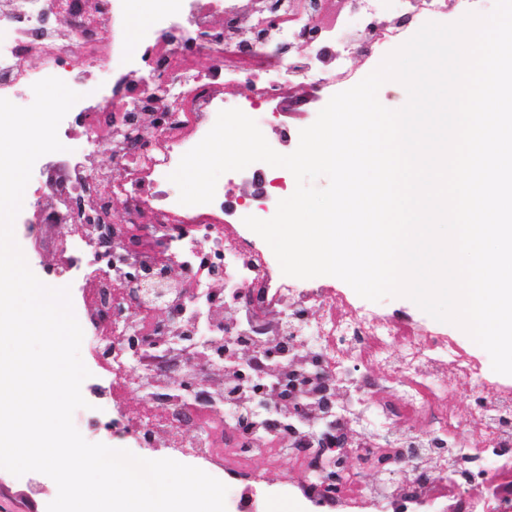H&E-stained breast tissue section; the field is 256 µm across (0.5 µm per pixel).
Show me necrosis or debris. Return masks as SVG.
<instances>
[{
	"label": "necrosis or debris",
	"instance_id": "obj_1",
	"mask_svg": "<svg viewBox=\"0 0 512 512\" xmlns=\"http://www.w3.org/2000/svg\"><path fill=\"white\" fill-rule=\"evenodd\" d=\"M122 0H0V98L23 104L32 85L54 76L81 98L58 127L59 138L83 131L84 146L40 157L25 210L28 231L64 226L52 248L57 274L71 283L74 307L88 312L86 354L120 403L127 374L140 366L147 390L139 417L113 416L112 431L129 447L156 440L201 466L217 465L228 487L227 512H249L241 491L256 476V460L279 469L291 459L301 483L288 493L303 512H512V383L488 376L481 355L464 340L432 325L389 316L385 303H363L341 288L306 286L283 275L271 253L248 240L244 217L271 218L272 196L238 202L239 184L264 179L256 168L225 173L212 202L187 206L167 190L182 156L213 127L224 109L241 107L257 124L280 105L284 82L304 85L317 98L334 94L320 63L345 52L372 59L382 44L407 39L448 9L484 12L489 0H174L157 13L137 44L121 40ZM223 45V56L214 48ZM33 56L35 68H21ZM161 74L160 97H147L142 79ZM250 83L254 102L224 97L225 83ZM149 127L147 141L123 128ZM108 167L94 165L101 146ZM122 197V218L112 213ZM150 225L180 278L170 279L162 302L126 290L133 268L157 266L151 251L129 250L124 235ZM110 266L98 274L101 258ZM118 301L124 321L102 317ZM162 309L165 320L154 317ZM274 310L273 324L260 326ZM154 345L136 358L133 345ZM297 343L283 378L303 407L294 413L254 391L237 371L224 370L204 400L183 396L168 379L173 352L183 373L197 371L198 346L233 349L243 343L265 352L270 341ZM473 401L458 407L461 382ZM419 426L399 433L401 419ZM358 435L344 448L325 445L345 430ZM337 476L335 497L322 480Z\"/></svg>",
	"mask_w": 512,
	"mask_h": 512
}]
</instances>
